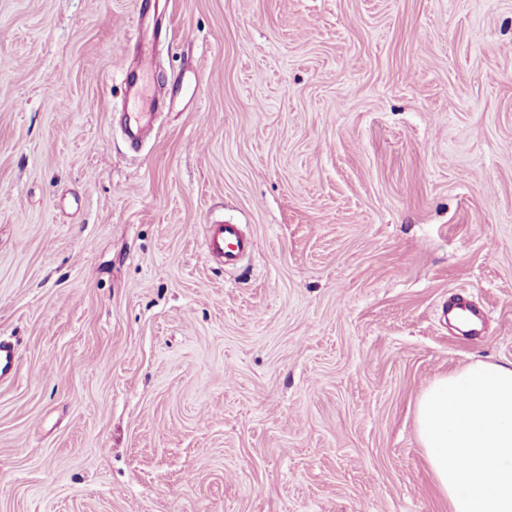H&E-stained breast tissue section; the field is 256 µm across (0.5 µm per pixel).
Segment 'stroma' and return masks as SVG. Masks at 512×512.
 <instances>
[{"label": "stroma", "instance_id": "obj_1", "mask_svg": "<svg viewBox=\"0 0 512 512\" xmlns=\"http://www.w3.org/2000/svg\"><path fill=\"white\" fill-rule=\"evenodd\" d=\"M136 2L0 0V512H448L415 408L512 363V0H155L144 58ZM126 103L125 110L129 122L130 132L134 137L147 136L152 129L150 116L153 113L138 112L140 101L147 93V86L141 75H134V71L127 70L125 74ZM253 247V241L243 233L240 224H210L205 238L206 254L224 261L225 265L237 264ZM445 312L449 320L452 316L463 317L465 325L458 326L459 331L464 336H479L482 333V308L476 306L471 300H468L463 294L457 293L453 299L448 301ZM482 312V313H481ZM17 350L15 345L5 339L0 340V379L12 378L17 364Z\"/></svg>", "mask_w": 512, "mask_h": 512}]
</instances>
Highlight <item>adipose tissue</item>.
I'll return each instance as SVG.
<instances>
[{"instance_id":"ef3b65f1","label":"adipose tissue","mask_w":512,"mask_h":512,"mask_svg":"<svg viewBox=\"0 0 512 512\" xmlns=\"http://www.w3.org/2000/svg\"><path fill=\"white\" fill-rule=\"evenodd\" d=\"M417 423L451 512H512V364L476 361L434 379Z\"/></svg>"}]
</instances>
